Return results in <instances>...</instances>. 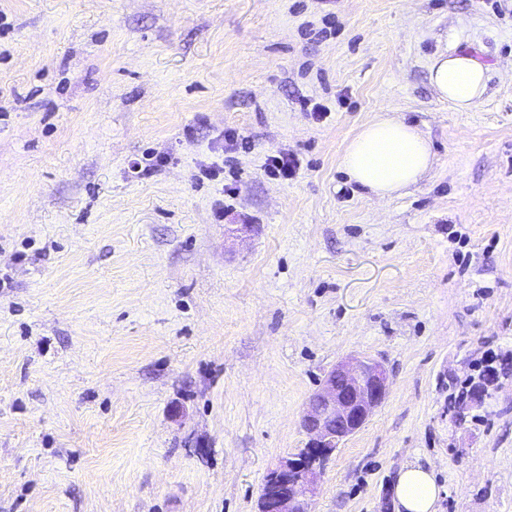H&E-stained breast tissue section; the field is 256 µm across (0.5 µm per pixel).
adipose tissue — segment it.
I'll list each match as a JSON object with an SVG mask.
<instances>
[{"label":"adipose tissue","mask_w":512,"mask_h":512,"mask_svg":"<svg viewBox=\"0 0 512 512\" xmlns=\"http://www.w3.org/2000/svg\"><path fill=\"white\" fill-rule=\"evenodd\" d=\"M488 71V64L470 52L440 53L431 60L430 83L439 98L456 111L468 112L479 105L487 91ZM433 161L429 141L415 127L393 118L365 125L343 156L350 178L382 199L395 197L416 184ZM439 493L432 471L415 461L402 464L394 495L403 512H436Z\"/></svg>","instance_id":"1"}]
</instances>
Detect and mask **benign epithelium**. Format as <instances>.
Here are the masks:
<instances>
[{
  "label": "benign epithelium",
  "mask_w": 512,
  "mask_h": 512,
  "mask_svg": "<svg viewBox=\"0 0 512 512\" xmlns=\"http://www.w3.org/2000/svg\"><path fill=\"white\" fill-rule=\"evenodd\" d=\"M387 387L386 371L374 359L338 364L312 395L302 417L307 448L267 474L272 492L262 493L259 512H311L310 497L320 474L317 464L365 425Z\"/></svg>",
  "instance_id": "obj_1"
}]
</instances>
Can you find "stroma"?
<instances>
[{"instance_id":"35a3bbf8","label":"stroma","mask_w":512,"mask_h":512,"mask_svg":"<svg viewBox=\"0 0 512 512\" xmlns=\"http://www.w3.org/2000/svg\"><path fill=\"white\" fill-rule=\"evenodd\" d=\"M382 117L434 153L383 200L342 165ZM351 355L388 391L312 512L413 460L512 512V0H0V512H258ZM488 71L489 65L470 52L439 53L431 59L430 83L456 111L469 112L486 94Z\"/></svg>"}]
</instances>
